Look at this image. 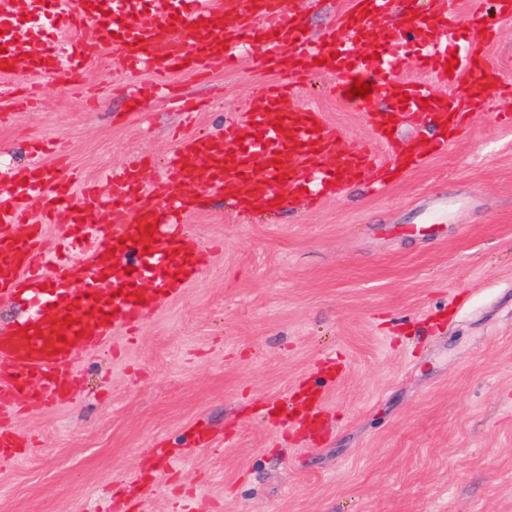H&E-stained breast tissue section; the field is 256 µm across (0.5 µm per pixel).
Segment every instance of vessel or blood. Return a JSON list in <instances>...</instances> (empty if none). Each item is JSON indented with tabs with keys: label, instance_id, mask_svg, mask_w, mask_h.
<instances>
[{
	"label": "vessel or blood",
	"instance_id": "obj_1",
	"mask_svg": "<svg viewBox=\"0 0 512 512\" xmlns=\"http://www.w3.org/2000/svg\"><path fill=\"white\" fill-rule=\"evenodd\" d=\"M396 0H351L317 38L303 32L300 13L284 0H0V75L26 67L46 80L75 83L91 60L118 53L130 72L148 69L164 78L189 66L202 71L236 63L248 51L279 75L248 105L239 136L190 135L163 170L144 181L139 160L112 178L101 198L77 190L62 164H31L26 172L0 177V296L24 297L37 310L0 333V462L15 457L11 429L19 407H50L74 389L79 353L101 348L119 327L139 323L196 279L200 256L183 247V223L195 211V188L206 184L239 210L253 204L290 203L311 194L337 193L361 180L386 181V164L375 150L388 142L392 153L406 144L388 141L396 122H428L440 132L430 143L443 152L466 117L477 115L493 95L512 97V84L497 70L475 63L491 41L499 18L512 16V0H472V36L446 73L448 40L461 23L457 10L395 16ZM427 51L419 65L431 83L404 80L396 51L407 35ZM374 43L378 58L364 59ZM319 72L336 77L340 92L355 80L372 84L362 107L373 142L350 150L321 112L298 100L297 81ZM460 85V93L438 84ZM45 198L46 218L65 213L64 234L94 238L83 259L61 258L45 248L42 222H29L32 198ZM125 214L112 223L113 210ZM97 223H89V215ZM52 280L51 293L40 289ZM39 332L26 336L25 331ZM325 401L321 388H301L281 404L284 424L316 429Z\"/></svg>",
	"mask_w": 512,
	"mask_h": 512
}]
</instances>
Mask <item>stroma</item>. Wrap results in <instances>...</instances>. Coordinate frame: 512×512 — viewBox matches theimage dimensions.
<instances>
[{"label":"stroma","instance_id":"stroma-1","mask_svg":"<svg viewBox=\"0 0 512 512\" xmlns=\"http://www.w3.org/2000/svg\"><path fill=\"white\" fill-rule=\"evenodd\" d=\"M319 37L343 0H292ZM30 74L0 77V168L52 165L65 139L81 182L105 183L129 156L164 158L183 133L235 135L252 95L275 81L251 61L180 73L193 117L153 96L131 110L116 54L82 81L48 82L15 109ZM334 77L299 86L339 128L341 148L372 132ZM483 111L378 192L239 214L218 195L185 222L199 278L105 349L82 353L76 391L31 407L13 429L29 446L0 466V512H111L142 484L146 512L182 493L218 512H512V126ZM341 370L336 381L328 370ZM299 386H320L319 433L272 434L259 418ZM209 432L194 447L192 428Z\"/></svg>","mask_w":512,"mask_h":512}]
</instances>
